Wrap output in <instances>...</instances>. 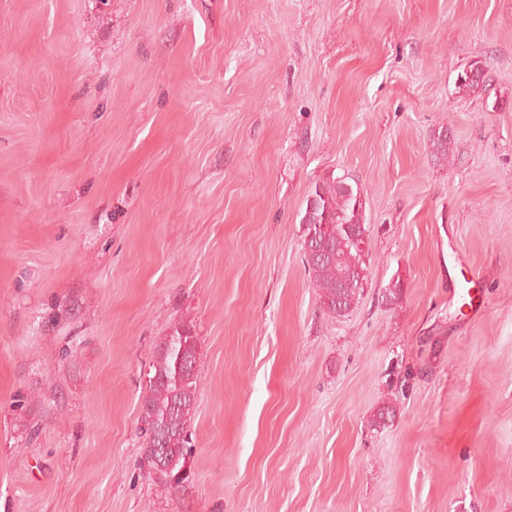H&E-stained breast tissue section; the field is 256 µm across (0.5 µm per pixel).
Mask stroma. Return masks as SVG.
Wrapping results in <instances>:
<instances>
[{"instance_id":"obj_1","label":"stroma","mask_w":512,"mask_h":512,"mask_svg":"<svg viewBox=\"0 0 512 512\" xmlns=\"http://www.w3.org/2000/svg\"><path fill=\"white\" fill-rule=\"evenodd\" d=\"M341 176L376 230L336 319L300 221ZM0 512H512V0H0ZM197 337L178 324L157 348L142 396L140 430L147 476L164 492L184 488L192 478L191 422L197 399ZM154 455L159 459L154 461ZM154 469V471L152 470ZM189 472V473H188Z\"/></svg>"}]
</instances>
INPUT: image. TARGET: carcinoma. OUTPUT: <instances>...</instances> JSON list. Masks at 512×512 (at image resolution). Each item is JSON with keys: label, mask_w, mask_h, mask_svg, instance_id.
<instances>
[{"label": "carcinoma", "mask_w": 512, "mask_h": 512, "mask_svg": "<svg viewBox=\"0 0 512 512\" xmlns=\"http://www.w3.org/2000/svg\"><path fill=\"white\" fill-rule=\"evenodd\" d=\"M484 67L474 64L461 76L458 89L467 93L484 82ZM437 154H452V137L440 129L433 136ZM301 224L302 248L310 282L318 291L323 312L344 317L359 302L371 272L369 240L360 189L337 177L315 185ZM197 337L178 324L157 348L147 389L142 396L140 430L144 437L143 465L147 476L164 492L189 484L192 478L191 422L197 399ZM160 464H155L152 457Z\"/></svg>", "instance_id": "obj_1"}]
</instances>
